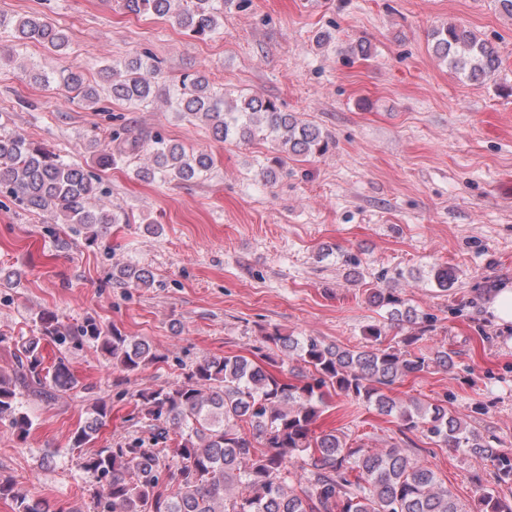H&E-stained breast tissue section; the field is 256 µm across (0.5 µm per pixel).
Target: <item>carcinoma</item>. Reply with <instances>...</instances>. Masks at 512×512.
<instances>
[{"mask_svg": "<svg viewBox=\"0 0 512 512\" xmlns=\"http://www.w3.org/2000/svg\"><path fill=\"white\" fill-rule=\"evenodd\" d=\"M228 2L123 0V7L133 15L173 14L183 31L204 38L221 33ZM431 37L435 56L464 80L482 84L497 75V48L472 30L448 24L434 29ZM14 38L38 42L54 53L69 46L67 31L39 14L18 18ZM124 68L103 69L107 92L133 110L148 106L160 92L159 67L136 57ZM59 80L79 101L89 106L101 102L99 89L81 73L68 71ZM166 95L182 119L210 122L214 139L221 142L250 140L263 132L291 156L322 155L331 143L320 127L282 111L270 99L252 96L239 108L224 110V97L200 72L181 75ZM212 166L210 155L157 133L149 162L134 172L143 181H189ZM0 193L30 211L49 214L55 225L80 226L91 243L98 239V228L121 221L116 212L92 204L102 194L95 174L14 132L0 131ZM112 278L136 288H149L154 281L152 271L135 265L116 268ZM368 301L393 321L418 325V331L392 342L384 327L370 325L364 343L350 349L274 329L263 334L267 354L205 358L180 384L140 393V413L153 430L152 441L118 442L81 458L80 468L94 479L92 512H512V498L479 479L478 510L473 511L427 462L395 446L373 450L343 432H316L331 395H342L394 417L402 433L489 458L496 463V485L512 484V455L495 436L468 429L445 403H403L387 395L408 377L435 368L449 371L453 358L446 349L417 346L432 319L418 314L395 289L370 288ZM35 330L37 335L17 342L15 376L0 375V421L22 439L32 428L24 396L39 392L48 398L78 385L62 359L52 373L43 372L40 341L91 345L113 367L130 373L162 361L147 341L92 319L69 325L47 311L35 320ZM107 415L106 403H96L89 420L73 432L71 448L89 445ZM171 433L175 447H156ZM5 498L13 501V512H45L39 501L0 479V499Z\"/></svg>", "mask_w": 512, "mask_h": 512, "instance_id": "carcinoma-1", "label": "carcinoma"}]
</instances>
